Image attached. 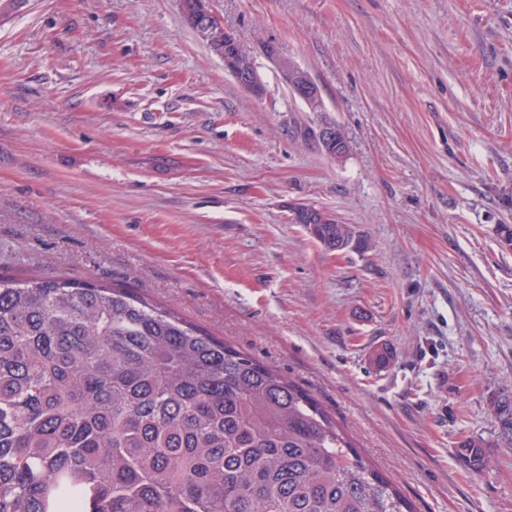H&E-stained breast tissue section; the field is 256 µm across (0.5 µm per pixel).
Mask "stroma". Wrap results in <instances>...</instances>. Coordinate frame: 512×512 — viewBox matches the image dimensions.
Returning a JSON list of instances; mask_svg holds the SVG:
<instances>
[{"mask_svg": "<svg viewBox=\"0 0 512 512\" xmlns=\"http://www.w3.org/2000/svg\"><path fill=\"white\" fill-rule=\"evenodd\" d=\"M26 0L0 22V274L138 289L311 394L416 512H512V0ZM346 132L339 160L260 50ZM352 225L325 249L291 206ZM482 438L474 475L459 442ZM193 15L197 27V33L202 39H206L208 34L213 32L215 25L224 21L219 18L210 8L209 1L207 0H193ZM190 0H179V6L185 22L188 26L196 32L195 24L193 23L192 16L188 14L186 6ZM211 53L224 59V70L255 97L265 94V84L253 64L250 52L241 46H224V32L214 43L206 44ZM234 47V48H232ZM271 41V40H269ZM271 42H263L261 44V50L263 54L273 61L280 72L281 78L284 81V83L288 86L289 89H293L295 94L302 99L306 100L307 102H311L313 99H318V93L314 89H311L308 85H302L296 80L298 79V75L302 72L296 71V68H288V59L282 57L278 47L276 44ZM311 83L317 88L319 92V101L316 102L315 100V106L311 109V112H323V99L321 95L320 88L318 84L311 78ZM489 413L494 420L497 437L506 448L512 447V391L495 395L490 401Z\"/></svg>", "mask_w": 512, "mask_h": 512, "instance_id": "stroma-1", "label": "stroma"}]
</instances>
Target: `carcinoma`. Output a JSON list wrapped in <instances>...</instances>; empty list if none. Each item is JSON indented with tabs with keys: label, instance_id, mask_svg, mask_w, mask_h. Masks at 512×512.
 I'll return each mask as SVG.
<instances>
[{
	"label": "carcinoma",
	"instance_id": "obj_1",
	"mask_svg": "<svg viewBox=\"0 0 512 512\" xmlns=\"http://www.w3.org/2000/svg\"><path fill=\"white\" fill-rule=\"evenodd\" d=\"M345 157L351 144L328 123ZM331 251L368 240L311 208ZM512 447V393L490 401ZM474 473L484 442L461 443ZM0 512H413L308 394L130 288L0 277Z\"/></svg>",
	"mask_w": 512,
	"mask_h": 512
}]
</instances>
